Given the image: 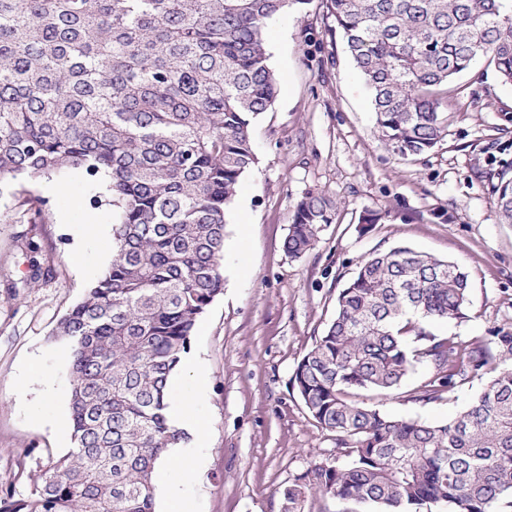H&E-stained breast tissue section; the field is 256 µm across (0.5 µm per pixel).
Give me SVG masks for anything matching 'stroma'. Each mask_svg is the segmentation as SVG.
I'll list each match as a JSON object with an SVG mask.
<instances>
[{"label": "stroma", "mask_w": 512, "mask_h": 512, "mask_svg": "<svg viewBox=\"0 0 512 512\" xmlns=\"http://www.w3.org/2000/svg\"><path fill=\"white\" fill-rule=\"evenodd\" d=\"M269 64L279 90L252 127L257 164L226 214L224 290L200 317L169 386L207 383L195 406L206 426L197 466L174 473L190 512H283L281 491L313 460L335 455L332 433L307 413L291 378L331 321L336 296L363 258L412 247L468 276V317L433 324L443 336L512 332V224L492 195L512 166V84L482 58L457 80L445 138L428 154L401 158L377 138L369 90L334 31L326 0L270 20ZM322 192L337 203L315 247L289 256L283 243L296 200ZM104 183L69 169L0 186V489L28 495L48 457L73 446L72 378L57 322L109 265L116 207L91 208ZM48 216L33 223L30 198ZM367 209L383 220L360 232ZM89 225L83 244L74 233ZM53 260L54 278L31 280ZM26 394L17 397L16 381ZM474 388L428 404L406 395L356 394L398 418L448 420Z\"/></svg>", "instance_id": "stroma-1"}]
</instances>
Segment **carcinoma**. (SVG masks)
<instances>
[{
    "label": "carcinoma",
    "mask_w": 512,
    "mask_h": 512,
    "mask_svg": "<svg viewBox=\"0 0 512 512\" xmlns=\"http://www.w3.org/2000/svg\"><path fill=\"white\" fill-rule=\"evenodd\" d=\"M308 0H0V182L68 168L109 178L107 270L59 320L70 348V453L0 512H155L161 453L186 439L168 379L222 293L225 214L256 163L251 127L278 93L265 30ZM371 96L379 140L402 158L446 135L448 89L482 57L512 82V0H327ZM512 223V171L493 186ZM336 202H296L284 250L300 257ZM468 276L408 247L365 258L297 363L293 388L336 437L282 490L288 512L314 492L377 512L512 509V333L442 336L467 318ZM420 371L429 403L485 380L445 423L355 403Z\"/></svg>",
    "instance_id": "cac0c4a2"
}]
</instances>
